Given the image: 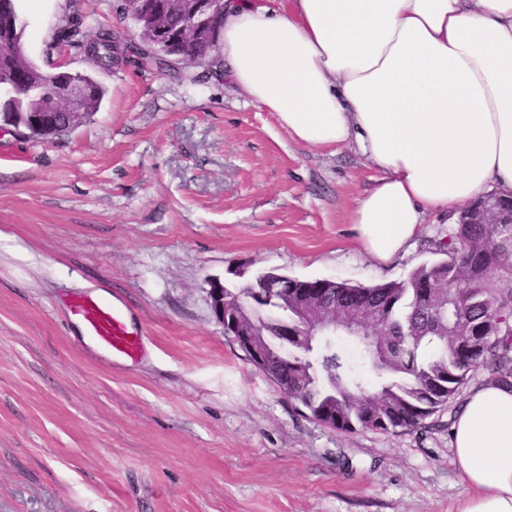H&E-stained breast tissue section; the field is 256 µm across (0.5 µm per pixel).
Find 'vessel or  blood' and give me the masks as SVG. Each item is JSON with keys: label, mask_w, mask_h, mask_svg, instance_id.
<instances>
[{"label": "vessel or blood", "mask_w": 512, "mask_h": 512, "mask_svg": "<svg viewBox=\"0 0 512 512\" xmlns=\"http://www.w3.org/2000/svg\"><path fill=\"white\" fill-rule=\"evenodd\" d=\"M68 307L81 323L83 332L106 354L136 360L142 350L141 334L128 322L124 309L91 295H79Z\"/></svg>", "instance_id": "obj_1"}]
</instances>
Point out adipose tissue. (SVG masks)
<instances>
[{
    "label": "adipose tissue",
    "mask_w": 512,
    "mask_h": 512,
    "mask_svg": "<svg viewBox=\"0 0 512 512\" xmlns=\"http://www.w3.org/2000/svg\"><path fill=\"white\" fill-rule=\"evenodd\" d=\"M221 57L293 142L352 141L377 170L350 222L378 263L426 215L512 192V0H224ZM451 447L458 512H512V384L467 394Z\"/></svg>",
    "instance_id": "1"
}]
</instances>
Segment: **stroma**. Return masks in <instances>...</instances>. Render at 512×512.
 <instances>
[{
  "instance_id": "35a3bbf8",
  "label": "stroma",
  "mask_w": 512,
  "mask_h": 512,
  "mask_svg": "<svg viewBox=\"0 0 512 512\" xmlns=\"http://www.w3.org/2000/svg\"><path fill=\"white\" fill-rule=\"evenodd\" d=\"M32 60L96 74L98 112L42 141L0 133V512H457L459 399L418 428L341 432L301 415L215 317L207 291L265 271L383 284L434 260L429 215L381 265L349 215L375 175L356 146L292 142L201 68L95 72L54 49L73 12L124 34L115 0H17ZM106 291L143 335L97 352L68 310Z\"/></svg>"
}]
</instances>
